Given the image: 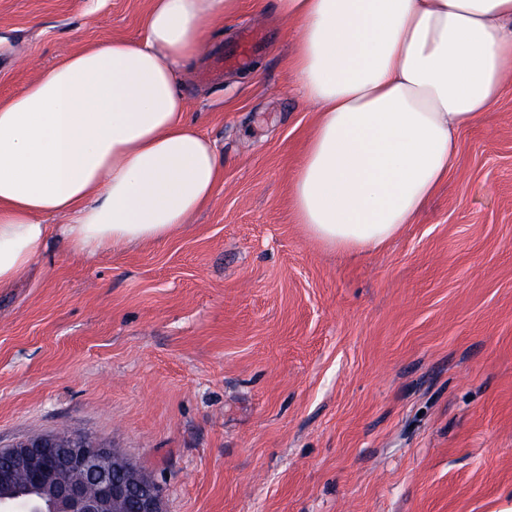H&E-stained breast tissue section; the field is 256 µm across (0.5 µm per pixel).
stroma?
Masks as SVG:
<instances>
[{"label":"stroma","instance_id":"1","mask_svg":"<svg viewBox=\"0 0 512 512\" xmlns=\"http://www.w3.org/2000/svg\"><path fill=\"white\" fill-rule=\"evenodd\" d=\"M151 0H0V97L94 43L141 40ZM265 47L213 72L243 29ZM273 0L219 23L182 76L224 164L160 242L50 239L0 288V445L66 429L121 448L166 512H512V84L386 246L297 224L317 114Z\"/></svg>","mask_w":512,"mask_h":512}]
</instances>
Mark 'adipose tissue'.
<instances>
[{
  "label": "adipose tissue",
  "mask_w": 512,
  "mask_h": 512,
  "mask_svg": "<svg viewBox=\"0 0 512 512\" xmlns=\"http://www.w3.org/2000/svg\"><path fill=\"white\" fill-rule=\"evenodd\" d=\"M242 0H152L112 40L0 99V287L51 237L91 253L159 242L213 199L222 166L186 117L181 74ZM300 24L290 67L318 107L291 193L307 234L376 249L447 177L456 134L512 76V0H275ZM62 217L52 225V217Z\"/></svg>",
  "instance_id": "1"
}]
</instances>
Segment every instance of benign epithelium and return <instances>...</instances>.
I'll list each match as a JSON object with an SVG mask.
<instances>
[{
    "mask_svg": "<svg viewBox=\"0 0 512 512\" xmlns=\"http://www.w3.org/2000/svg\"><path fill=\"white\" fill-rule=\"evenodd\" d=\"M0 457V512H165L164 492L154 476L121 449L87 435H29ZM24 474V488L16 477Z\"/></svg>",
    "mask_w": 512,
    "mask_h": 512,
    "instance_id": "1",
    "label": "benign epithelium"
}]
</instances>
